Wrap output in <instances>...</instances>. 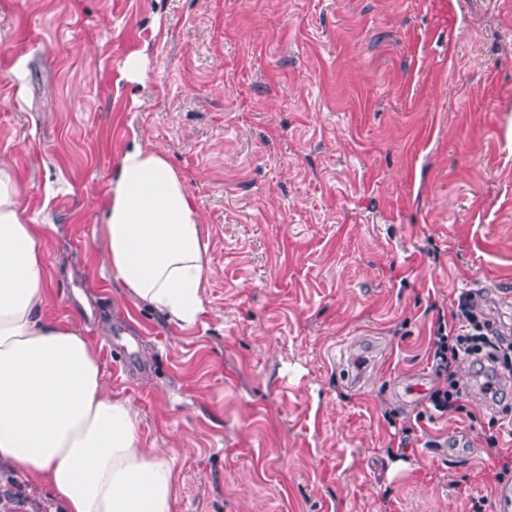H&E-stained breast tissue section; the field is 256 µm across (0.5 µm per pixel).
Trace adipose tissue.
I'll return each mask as SVG.
<instances>
[{
	"instance_id": "ef3b65f1",
	"label": "adipose tissue",
	"mask_w": 512,
	"mask_h": 512,
	"mask_svg": "<svg viewBox=\"0 0 512 512\" xmlns=\"http://www.w3.org/2000/svg\"><path fill=\"white\" fill-rule=\"evenodd\" d=\"M98 231L115 283L178 329L201 322L202 219L159 148L135 141L121 153ZM46 233L0 158V467L64 512H175L174 455L146 447L139 411L112 394L90 340L47 311Z\"/></svg>"
}]
</instances>
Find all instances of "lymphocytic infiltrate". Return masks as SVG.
Here are the masks:
<instances>
[{
	"label": "lymphocytic infiltrate",
	"instance_id": "f902f5d3",
	"mask_svg": "<svg viewBox=\"0 0 512 512\" xmlns=\"http://www.w3.org/2000/svg\"><path fill=\"white\" fill-rule=\"evenodd\" d=\"M478 292H459L446 313L440 314L431 332L429 358L441 387L427 399L439 415L459 416L467 411L464 391L458 383V370L470 364L484 373V390L494 402H501L499 378L512 376V339L496 333L493 323L477 310Z\"/></svg>",
	"mask_w": 512,
	"mask_h": 512
}]
</instances>
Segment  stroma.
<instances>
[{
	"label": "stroma",
	"mask_w": 512,
	"mask_h": 512,
	"mask_svg": "<svg viewBox=\"0 0 512 512\" xmlns=\"http://www.w3.org/2000/svg\"><path fill=\"white\" fill-rule=\"evenodd\" d=\"M135 138L202 215L188 331L91 259ZM0 157L176 512H498L470 367L471 418L416 415L429 305L478 290L512 337V0H0Z\"/></svg>",
	"instance_id": "obj_1"
}]
</instances>
